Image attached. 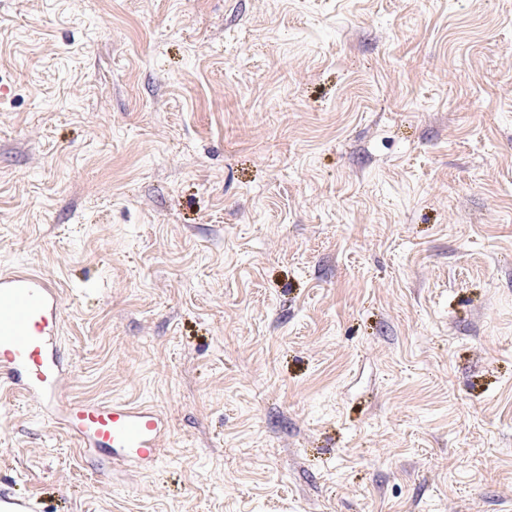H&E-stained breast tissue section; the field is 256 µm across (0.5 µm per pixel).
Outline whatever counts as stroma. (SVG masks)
Instances as JSON below:
<instances>
[{"label":"stroma","instance_id":"stroma-1","mask_svg":"<svg viewBox=\"0 0 512 512\" xmlns=\"http://www.w3.org/2000/svg\"><path fill=\"white\" fill-rule=\"evenodd\" d=\"M152 469L0 394L36 512H512V0H0V273Z\"/></svg>","mask_w":512,"mask_h":512}]
</instances>
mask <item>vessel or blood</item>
<instances>
[{
    "label": "vessel or blood",
    "mask_w": 512,
    "mask_h": 512,
    "mask_svg": "<svg viewBox=\"0 0 512 512\" xmlns=\"http://www.w3.org/2000/svg\"><path fill=\"white\" fill-rule=\"evenodd\" d=\"M60 296L46 278L25 270L0 275V386L37 401L48 421L110 460L156 466L168 432L154 408L123 402L64 401L69 363L59 340ZM0 512H35L32 500L0 491Z\"/></svg>",
    "instance_id": "1"
}]
</instances>
